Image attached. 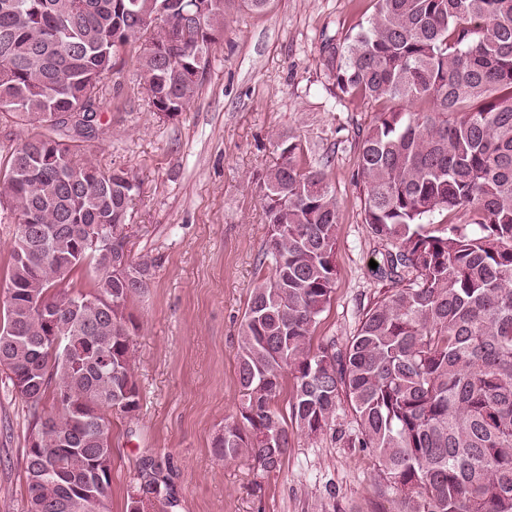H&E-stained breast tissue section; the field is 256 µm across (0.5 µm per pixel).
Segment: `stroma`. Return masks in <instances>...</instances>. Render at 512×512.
Returning <instances> with one entry per match:
<instances>
[{
    "mask_svg": "<svg viewBox=\"0 0 512 512\" xmlns=\"http://www.w3.org/2000/svg\"><path fill=\"white\" fill-rule=\"evenodd\" d=\"M373 12V0H269L259 13L232 12L198 97L174 117L151 110L133 65L106 78V133L81 153L135 176L129 249L157 265L148 292L125 309L140 408L109 417L111 512H126L145 459L170 476L176 512H394L374 493L372 456L331 433L293 430L291 452L268 475L244 457L218 459L214 448L240 403L237 344L249 296L270 273L258 180L279 162L282 141L298 143L303 165L325 163L340 209L339 275L316 338L352 336L388 286L369 266L381 255L354 184L358 133L374 112L326 92L321 51L324 38ZM30 428L26 402L0 370V512L22 510Z\"/></svg>",
    "mask_w": 512,
    "mask_h": 512,
    "instance_id": "1",
    "label": "stroma"
}]
</instances>
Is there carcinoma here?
<instances>
[{
	"instance_id": "cac0c4a2",
	"label": "carcinoma",
	"mask_w": 512,
	"mask_h": 512,
	"mask_svg": "<svg viewBox=\"0 0 512 512\" xmlns=\"http://www.w3.org/2000/svg\"><path fill=\"white\" fill-rule=\"evenodd\" d=\"M268 0H0V114L37 132L0 167V224L17 225L0 308V367L33 420L24 512H109L106 413L139 409L126 303L154 265L109 254L85 224L128 221L136 192L123 169L79 158L102 132L104 80L131 55L152 111L174 116L197 96L232 9ZM193 38L172 45L160 8ZM336 96L389 107L358 134L356 183L392 288L356 333L312 346L338 277L339 207L325 167L294 142L263 178L270 275L251 294L238 345V414L216 439L265 474L291 451L275 407L293 378L291 420L372 455L374 492L395 512H512V0H375L359 30L323 46ZM464 212L469 224L431 219ZM89 268L87 291L56 284ZM55 335L86 352L64 363ZM107 349L112 363L88 366ZM51 409H46V399ZM354 427L335 428L339 410ZM62 471L66 479L48 476ZM175 508L159 465L141 462L126 512Z\"/></svg>"
}]
</instances>
